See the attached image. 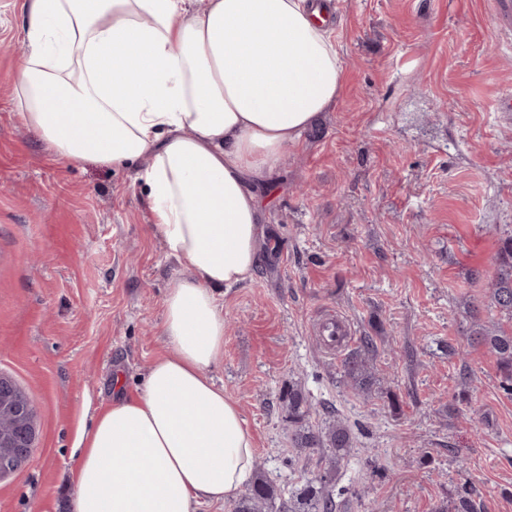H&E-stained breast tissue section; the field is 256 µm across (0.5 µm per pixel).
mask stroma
I'll return each instance as SVG.
<instances>
[{
    "label": "stroma",
    "mask_w": 512,
    "mask_h": 512,
    "mask_svg": "<svg viewBox=\"0 0 512 512\" xmlns=\"http://www.w3.org/2000/svg\"><path fill=\"white\" fill-rule=\"evenodd\" d=\"M24 0H0V374L36 411L37 445L0 480V512H70L93 417L167 354L163 301L183 267L153 232L133 168L61 161L15 106ZM340 96L256 191L259 263L221 298L224 361L211 370L247 421L258 467L281 490L300 468L283 395L333 409L355 448L341 512H512V397L475 322L512 332L488 284L512 235V31L490 0H340ZM373 337L372 395L343 376L311 326L330 312Z\"/></svg>",
    "instance_id": "obj_1"
}]
</instances>
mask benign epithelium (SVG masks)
<instances>
[{
    "label": "benign epithelium",
    "mask_w": 512,
    "mask_h": 512,
    "mask_svg": "<svg viewBox=\"0 0 512 512\" xmlns=\"http://www.w3.org/2000/svg\"><path fill=\"white\" fill-rule=\"evenodd\" d=\"M36 451V412L9 377L0 375V479L30 461Z\"/></svg>",
    "instance_id": "obj_1"
}]
</instances>
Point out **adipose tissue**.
<instances>
[{
	"label": "adipose tissue",
	"instance_id": "ef3b65f1",
	"mask_svg": "<svg viewBox=\"0 0 512 512\" xmlns=\"http://www.w3.org/2000/svg\"><path fill=\"white\" fill-rule=\"evenodd\" d=\"M191 2L24 4L17 111L62 161L139 166L153 227L186 270L163 301L172 352L95 416L71 512H200L253 471L246 420L210 376L224 360L219 295L258 262L250 179L335 103L343 64L317 0Z\"/></svg>",
	"mask_w": 512,
	"mask_h": 512
}]
</instances>
